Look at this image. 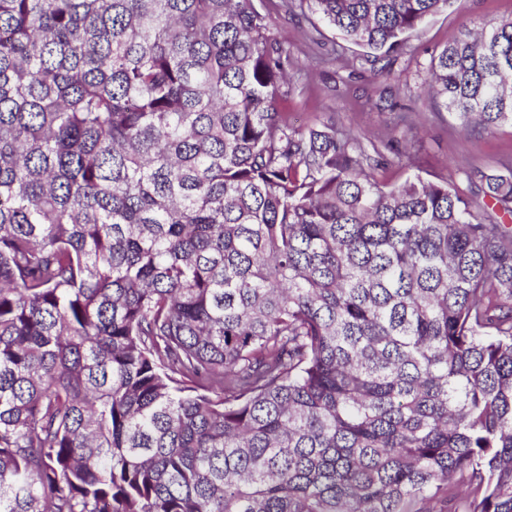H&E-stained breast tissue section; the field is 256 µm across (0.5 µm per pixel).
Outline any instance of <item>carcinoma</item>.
<instances>
[{
    "mask_svg": "<svg viewBox=\"0 0 512 512\" xmlns=\"http://www.w3.org/2000/svg\"><path fill=\"white\" fill-rule=\"evenodd\" d=\"M454 0H278L376 64ZM254 0H0V512H512V229L288 124ZM512 124V17L432 56ZM512 214V170H476Z\"/></svg>",
    "mask_w": 512,
    "mask_h": 512,
    "instance_id": "1",
    "label": "carcinoma"
}]
</instances>
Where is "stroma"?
<instances>
[{
  "label": "stroma",
  "mask_w": 512,
  "mask_h": 512,
  "mask_svg": "<svg viewBox=\"0 0 512 512\" xmlns=\"http://www.w3.org/2000/svg\"><path fill=\"white\" fill-rule=\"evenodd\" d=\"M511 16L512 0H455L410 37L385 79L374 74L361 49L330 29H323L318 45H310L307 35L316 16L269 11L268 31L293 61L288 69L292 92L283 105L288 121L301 127L331 121L357 134L366 149L381 139L391 141V149L378 159L382 181L400 184L414 174L445 181L467 190L479 210H491L489 199L468 184L465 173L512 165V126L462 133L427 96L424 81L432 53L451 41L461 25Z\"/></svg>",
  "instance_id": "obj_1"
}]
</instances>
